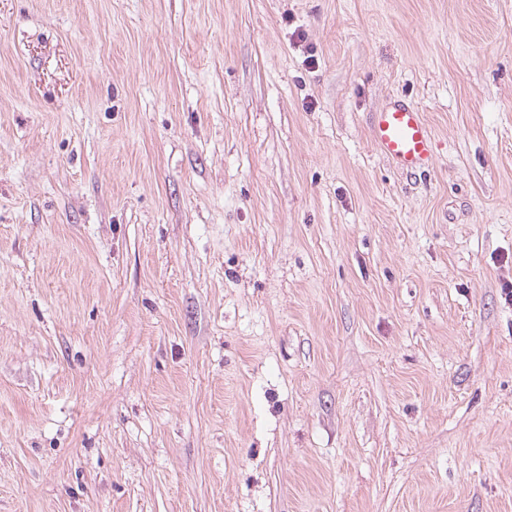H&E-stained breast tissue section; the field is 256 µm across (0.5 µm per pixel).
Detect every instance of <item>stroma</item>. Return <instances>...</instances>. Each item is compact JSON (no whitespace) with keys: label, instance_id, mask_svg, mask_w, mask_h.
I'll return each instance as SVG.
<instances>
[{"label":"stroma","instance_id":"obj_1","mask_svg":"<svg viewBox=\"0 0 512 512\" xmlns=\"http://www.w3.org/2000/svg\"><path fill=\"white\" fill-rule=\"evenodd\" d=\"M0 512H512V0H0ZM371 136L380 152L407 173L424 169L432 160V134L423 113L412 103H386L373 114Z\"/></svg>","mask_w":512,"mask_h":512}]
</instances>
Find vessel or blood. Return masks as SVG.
I'll list each match as a JSON object with an SVG mask.
<instances>
[{"mask_svg": "<svg viewBox=\"0 0 512 512\" xmlns=\"http://www.w3.org/2000/svg\"><path fill=\"white\" fill-rule=\"evenodd\" d=\"M371 136L380 152L402 171L417 172L432 160L433 137L414 104L402 100L386 103L373 115Z\"/></svg>", "mask_w": 512, "mask_h": 512, "instance_id": "b4317fda", "label": "vessel or blood"}]
</instances>
